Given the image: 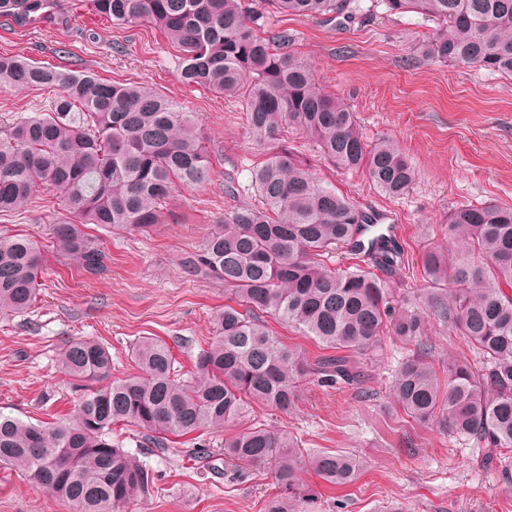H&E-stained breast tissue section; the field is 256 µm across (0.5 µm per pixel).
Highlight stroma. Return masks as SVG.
Wrapping results in <instances>:
<instances>
[{
    "instance_id": "1",
    "label": "stroma",
    "mask_w": 512,
    "mask_h": 512,
    "mask_svg": "<svg viewBox=\"0 0 512 512\" xmlns=\"http://www.w3.org/2000/svg\"><path fill=\"white\" fill-rule=\"evenodd\" d=\"M354 20L321 22L274 14L258 4L266 29L285 30L292 48L310 62L330 91L343 97L367 138L395 141L415 165L409 192L382 195L359 172L337 168L318 153L308 136L293 132L285 144L306 155L316 176L379 214L382 225L398 226L405 268L386 274L394 298L420 296L428 288L420 255L429 246H447L444 224L461 204L512 206V79L475 67L460 68L415 60L414 46L432 24L421 16L391 15L380 0H362ZM27 58L66 70H89L101 77L151 85L195 112L212 167L205 185L176 191L160 224L147 233L99 232L110 255L101 276L82 273L75 262L43 252V292L33 313L0 317V411L26 421L71 417L76 395L58 365L70 340L90 337L108 346L112 376L135 373L132 350L144 336L173 348L184 369L215 334V316L228 301L223 285L188 275L184 252L198 247L226 211L258 204L251 181L265 151L248 137L237 103L178 77L179 54L150 24L122 28L94 13L87 0H55L51 17L0 24V55ZM52 90L0 88V126L51 108ZM234 182L235 198L224 194ZM62 212L52 193L34 203L0 213V230L41 235ZM433 360H474L463 337L431 322ZM405 351L387 343L377 360L356 357L369 375L371 400L348 387L326 388L307 379L288 412L255 405L240 427L262 423L297 437L303 453L333 451L360 458L364 468L347 486L334 487L307 475L316 491L309 512H385L394 502L406 512H512V450L483 463L480 449L449 434L439 424L408 422L393 403L390 386ZM115 434L157 474L149 499L125 512H263L278 487L268 465L244 471L225 463L230 429L206 433L215 469L187 461L182 447L164 457L141 447L132 427ZM0 512H72L51 492L0 467Z\"/></svg>"
}]
</instances>
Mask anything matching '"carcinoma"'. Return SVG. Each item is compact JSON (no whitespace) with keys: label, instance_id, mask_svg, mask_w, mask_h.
Returning a JSON list of instances; mask_svg holds the SVG:
<instances>
[{"label":"carcinoma","instance_id":"obj_1","mask_svg":"<svg viewBox=\"0 0 512 512\" xmlns=\"http://www.w3.org/2000/svg\"><path fill=\"white\" fill-rule=\"evenodd\" d=\"M279 13L312 19L361 12L360 0H269ZM391 14L436 22L421 56L512 77V0H381ZM115 26L148 23L181 52L180 78L240 102L252 142L268 151L251 173L258 206L224 213L182 265L230 291L215 317L216 335L184 379L164 342L145 337L133 355L138 372L112 379V354L93 338L68 342L59 364L79 392L75 419L26 422L0 413V465L53 492L74 512H123L151 494L154 471L112 436L135 428L142 444L165 453L172 438L235 424L259 403L286 412L306 377L322 387L360 382L344 352L383 355V330L409 348L391 386L393 400L420 424L438 423L475 440L485 459L512 448V206L455 207L448 247L421 254L430 288L422 300L390 305L392 290L373 270L403 263L404 251L379 231L378 216L323 184L306 160L276 143L287 129L310 136L338 167L362 172L388 197L416 179L412 161L390 139L369 140L355 113L291 49L286 31H269L245 0H90ZM53 0H0L8 20L46 14ZM53 88L48 113L0 130V213L46 189L64 214L49 226L52 248L88 275L110 256L87 232L96 225L144 232L159 221L179 187L210 179V159L194 114L147 85L105 80L0 55V87ZM338 247L358 259L327 265ZM42 249L36 236L0 233V315L23 316L37 301ZM300 329L335 352L309 364L282 344L266 318ZM464 337L482 359L448 362L439 376L428 362L430 320ZM224 460L272 462L281 492L264 512H303L315 491L302 475L330 486L353 483L352 455L303 454L286 430L251 425L224 441Z\"/></svg>","mask_w":512,"mask_h":512}]
</instances>
